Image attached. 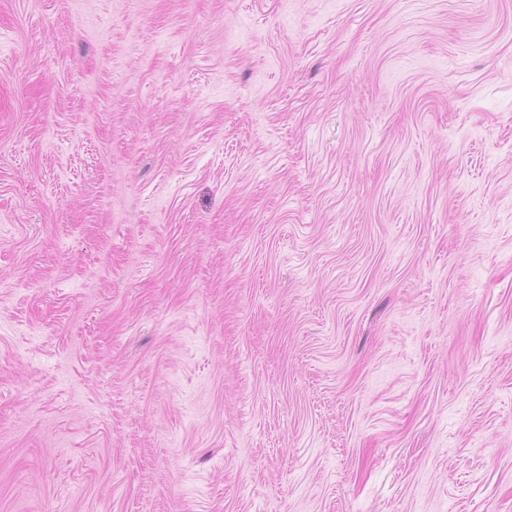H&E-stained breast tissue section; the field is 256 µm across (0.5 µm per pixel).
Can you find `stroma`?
<instances>
[{
  "instance_id": "35a3bbf8",
  "label": "stroma",
  "mask_w": 512,
  "mask_h": 512,
  "mask_svg": "<svg viewBox=\"0 0 512 512\" xmlns=\"http://www.w3.org/2000/svg\"><path fill=\"white\" fill-rule=\"evenodd\" d=\"M0 512H512V0H0Z\"/></svg>"
}]
</instances>
